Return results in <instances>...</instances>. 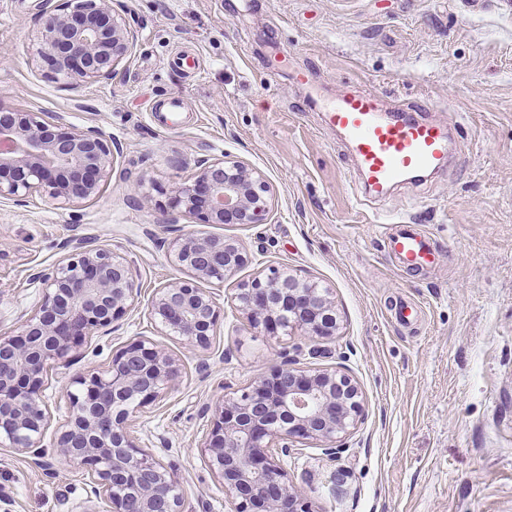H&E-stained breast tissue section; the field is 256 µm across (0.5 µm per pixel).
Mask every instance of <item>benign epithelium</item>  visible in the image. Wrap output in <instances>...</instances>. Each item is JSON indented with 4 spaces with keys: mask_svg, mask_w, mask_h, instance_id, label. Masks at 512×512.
I'll use <instances>...</instances> for the list:
<instances>
[{
    "mask_svg": "<svg viewBox=\"0 0 512 512\" xmlns=\"http://www.w3.org/2000/svg\"><path fill=\"white\" fill-rule=\"evenodd\" d=\"M41 57L52 77L74 86L108 80L127 56L133 33L112 0H58L40 7ZM112 137L96 127L64 125L0 102V201L48 196L65 209L96 198L112 179ZM268 182L229 157L197 162L189 183L171 191L162 224L183 217L201 224H264ZM169 261L187 278L158 289L150 315L167 336L206 348L220 307L204 283L224 282L247 262L244 247L220 235L186 232L170 244ZM32 282L43 295L21 334L0 336V445L34 456L49 474L58 464L88 470L94 493L112 512H181L182 493L170 468L131 434L134 409L175 384L181 367L164 349L135 341L112 357L108 369L76 379L72 412L53 447H43L47 426L42 388L48 364L75 351L86 336L122 317L134 300L127 261L103 245L78 243L52 270ZM237 308L248 324L270 336L328 341L339 330L328 290L278 269L238 289ZM357 383L332 369H304L294 357L239 395L226 396L199 452L224 485L233 512H312L304 492L290 483L279 455L311 442L336 453L364 417Z\"/></svg>",
    "mask_w": 512,
    "mask_h": 512,
    "instance_id": "7a95c632",
    "label": "benign epithelium"
}]
</instances>
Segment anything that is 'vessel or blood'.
<instances>
[{"label":"vessel or blood","mask_w":512,"mask_h":512,"mask_svg":"<svg viewBox=\"0 0 512 512\" xmlns=\"http://www.w3.org/2000/svg\"><path fill=\"white\" fill-rule=\"evenodd\" d=\"M326 126L342 135L370 198L380 199L394 186L433 171L450 150L446 129L424 116L389 113L379 96L355 91L325 109ZM388 252L404 270L434 265L436 250L429 238L410 224L388 228Z\"/></svg>","instance_id":"b4317fda"}]
</instances>
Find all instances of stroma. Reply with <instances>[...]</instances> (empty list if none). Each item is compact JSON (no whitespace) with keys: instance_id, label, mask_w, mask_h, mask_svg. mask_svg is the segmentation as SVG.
Returning a JSON list of instances; mask_svg holds the SVG:
<instances>
[{"instance_id":"stroma-1","label":"stroma","mask_w":512,"mask_h":512,"mask_svg":"<svg viewBox=\"0 0 512 512\" xmlns=\"http://www.w3.org/2000/svg\"><path fill=\"white\" fill-rule=\"evenodd\" d=\"M40 0H0V102L96 126L118 143L112 180L95 199L58 208L36 194L0 203V336H16L38 303L33 273L78 239L130 263L137 295L112 326L47 373L44 446L70 415L74 378L105 370L129 343L166 348L181 377L137 408L131 433L180 485L184 512H230L199 454L224 395L287 359L354 378L365 418L336 454L303 442L282 463L315 512H512V0H114L134 32L110 80L73 89L53 80L34 21ZM313 72L316 83L299 73ZM351 90L427 105L450 128V160L422 181L360 204L355 161L325 128L321 104ZM180 96V125L159 105ZM231 155L273 192L267 223L156 218L201 159ZM143 185L151 208L135 204ZM404 221L430 237L436 264L400 270L382 226ZM224 235L247 263L208 284L221 308L208 348L161 335L159 288L181 278L168 257L185 231ZM287 269L329 290L339 330L310 342L251 328L240 284ZM414 304L416 320L395 318ZM88 472L0 447V512H110Z\"/></svg>"}]
</instances>
